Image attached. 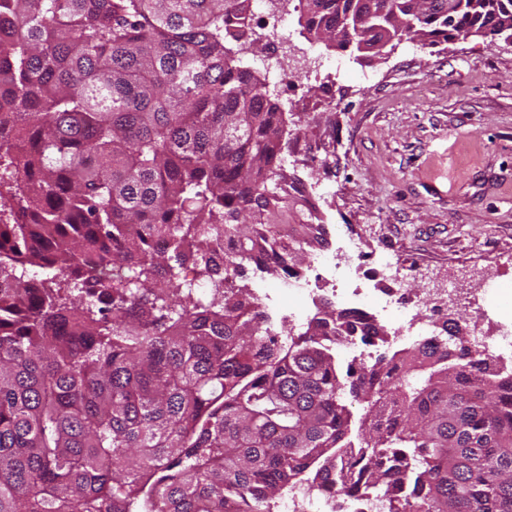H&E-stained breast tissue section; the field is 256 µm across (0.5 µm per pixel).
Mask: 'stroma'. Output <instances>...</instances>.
<instances>
[{
	"mask_svg": "<svg viewBox=\"0 0 512 512\" xmlns=\"http://www.w3.org/2000/svg\"><path fill=\"white\" fill-rule=\"evenodd\" d=\"M283 62L319 68L320 80L276 90L288 122L283 166L301 183L324 184L317 201L331 242L365 241L372 258L399 257L412 290L456 288L474 333L497 329L487 280L512 285V41L476 35L421 46L402 42L383 58L308 41L289 12ZM483 313H476V306Z\"/></svg>",
	"mask_w": 512,
	"mask_h": 512,
	"instance_id": "stroma-1",
	"label": "stroma"
}]
</instances>
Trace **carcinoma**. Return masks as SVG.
I'll return each instance as SVG.
<instances>
[{
	"instance_id": "1",
	"label": "carcinoma",
	"mask_w": 512,
	"mask_h": 512,
	"mask_svg": "<svg viewBox=\"0 0 512 512\" xmlns=\"http://www.w3.org/2000/svg\"><path fill=\"white\" fill-rule=\"evenodd\" d=\"M253 2L0 0V512H274L298 481L512 512V367L465 319L343 371L384 326L326 302L276 333L237 284L325 243L306 199L302 245L261 233L298 191ZM447 6L298 0V24L375 56L512 39V0Z\"/></svg>"
}]
</instances>
